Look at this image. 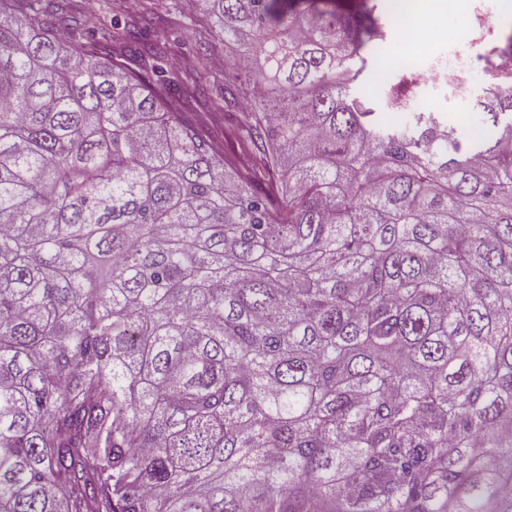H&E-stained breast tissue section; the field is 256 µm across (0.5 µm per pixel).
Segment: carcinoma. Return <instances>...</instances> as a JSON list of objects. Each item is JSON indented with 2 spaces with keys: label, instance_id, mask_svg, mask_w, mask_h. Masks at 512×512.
Returning <instances> with one entry per match:
<instances>
[{
  "label": "carcinoma",
  "instance_id": "carcinoma-1",
  "mask_svg": "<svg viewBox=\"0 0 512 512\" xmlns=\"http://www.w3.org/2000/svg\"><path fill=\"white\" fill-rule=\"evenodd\" d=\"M124 2L0 0V512H512V92L464 148L354 92L392 11L193 0L217 151ZM207 106L201 100L189 99V102L183 105L182 117L191 123L200 125L205 133L215 142H224V124L227 119L224 118V112H207Z\"/></svg>",
  "mask_w": 512,
  "mask_h": 512
}]
</instances>
